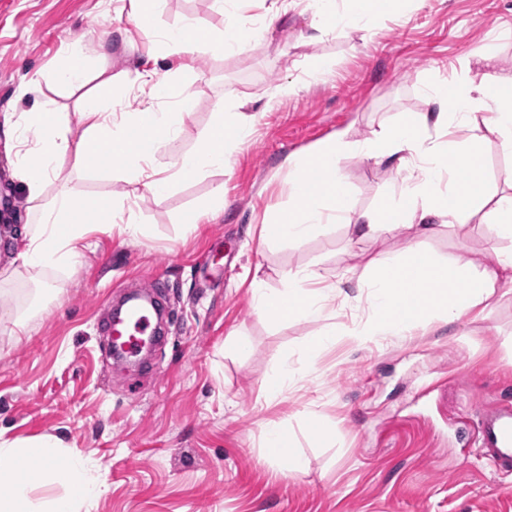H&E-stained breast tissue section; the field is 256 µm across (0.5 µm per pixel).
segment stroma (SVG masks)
<instances>
[{
    "instance_id": "35a3bbf8",
    "label": "stroma",
    "mask_w": 512,
    "mask_h": 512,
    "mask_svg": "<svg viewBox=\"0 0 512 512\" xmlns=\"http://www.w3.org/2000/svg\"><path fill=\"white\" fill-rule=\"evenodd\" d=\"M186 21L214 35L227 15L214 0H167L158 26ZM309 22L295 8L247 53L202 55L191 84L195 107L159 164L201 146L219 99L254 115L249 142L225 169L126 201L143 235L91 234L72 268L44 273L58 296L31 314L26 333L0 325V441L51 437L59 458L88 459L105 486L89 512H512V475L496 473L477 441L481 415L512 402V285L496 283L494 304L481 316L435 321L412 339L376 344L356 335L354 314L368 304L356 281L344 284L343 303L324 317L287 322L256 314L249 291L256 275L272 289L304 268L332 281L407 247L406 230L354 242L339 223L271 247L257 234L266 214L288 205L284 157L343 128L364 140L402 113L425 111V88L476 60L492 38L500 40L501 66L512 69V0H426L407 16L317 42L308 39ZM132 28L118 0H0V117L42 102L66 113L67 135L77 138L79 94L43 77L77 41L99 51L109 74L146 60L155 43L127 44ZM31 79L37 92L18 98ZM289 80L297 93L276 98ZM15 153L0 126V200H9L0 203V261L11 252L7 229L26 208ZM341 167L355 208L400 189L388 165L351 156ZM219 184L223 213L186 231L183 215L210 201ZM64 189L103 201L118 197L123 183L69 156L46 194ZM423 245L444 260L467 253L481 269L512 252V240L475 221ZM159 272L167 280L166 335L134 375L105 354L106 302ZM328 322L335 346L309 354ZM233 334L248 350L226 349ZM284 361L298 381L268 402L264 381ZM311 411L333 438L308 431ZM272 423L288 428L303 470L264 457Z\"/></svg>"
}]
</instances>
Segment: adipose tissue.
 Returning <instances> with one entry per match:
<instances>
[{
  "label": "adipose tissue",
  "mask_w": 512,
  "mask_h": 512,
  "mask_svg": "<svg viewBox=\"0 0 512 512\" xmlns=\"http://www.w3.org/2000/svg\"><path fill=\"white\" fill-rule=\"evenodd\" d=\"M164 0H127L128 16L136 32L154 39L162 57L172 59L173 76L159 78L156 67L141 64L134 80L149 100L132 111L118 110L113 101L86 97L80 123L83 131L72 140L56 112L34 107L17 127L15 175L29 203L24 224L12 230L14 256L0 280L9 281L19 270L39 273L69 269L81 257L87 236L102 226L119 227L137 235L141 228L123 219L121 203H93L65 191L46 199L45 186L62 173V162L74 155L87 162L92 151L108 158L103 172H115L137 190L166 192L173 182L223 169L232 152L251 134L252 115L237 106L217 102L205 133L204 148L182 154L168 168L155 164L160 151L179 133V123L193 105L187 80L195 74L201 54L246 53L255 37L253 28L238 18L228 20L221 35L200 34L184 22L161 30L156 19ZM316 0L309 23L314 36L329 37L347 24L401 16L424 0ZM498 51L487 44L479 55L481 72H464L428 92L429 109L404 114L381 127L372 138L352 140L340 130L304 155L288 156V208L264 220L261 245L297 241L319 232L325 221L346 224L352 240H361L405 228L413 233L407 249L395 259L368 261L361 276L368 292V320L364 339L379 336L403 340L437 320L451 324L486 310L495 294L494 284L512 282V254L499 256L492 268L478 269L457 257L438 261L423 249L420 239L441 225L461 226L472 219L495 225L499 236L512 239V168L500 171L503 191L490 189L484 178V158L473 130L477 126L495 134L504 152L512 153V73L495 69ZM173 100L176 109L165 112L154 101ZM358 155L374 164H389L401 175L397 194L382 197L370 208L353 211L341 163ZM341 295L340 282L326 281L313 268L289 273L287 287L273 290L254 284L252 297L258 315L285 321L299 316L317 317ZM50 439L0 443V512H80L99 497L100 483L90 477L89 462L79 456L59 461ZM61 484L63 495L34 501L31 489L37 478Z\"/></svg>",
  "instance_id": "obj_1"
}]
</instances>
